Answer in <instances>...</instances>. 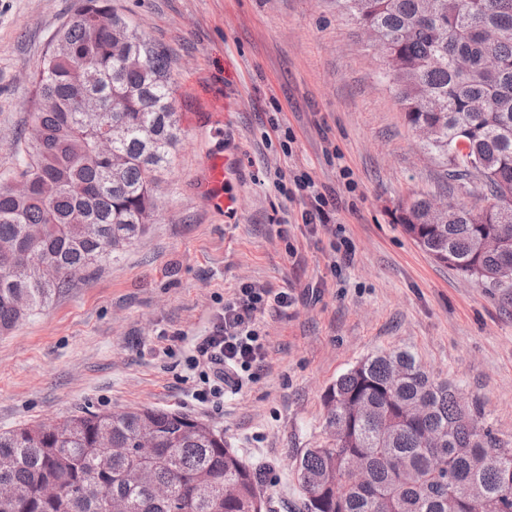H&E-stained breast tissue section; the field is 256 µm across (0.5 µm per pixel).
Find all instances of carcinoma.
<instances>
[{
    "mask_svg": "<svg viewBox=\"0 0 512 512\" xmlns=\"http://www.w3.org/2000/svg\"><path fill=\"white\" fill-rule=\"evenodd\" d=\"M384 49L382 78L424 149L458 186L479 180L473 201L433 216L428 195L410 203L407 235L436 261L484 288L501 287L512 253V0H338ZM164 50L130 28L112 0H79L32 80V113L16 176L0 180V334L41 311L84 269L142 234L156 208L157 173L180 129ZM99 105L96 126L84 108ZM112 137V152L97 151ZM331 437L305 449L294 474L304 512H512V446L482 423L456 388L409 350L379 352L348 369L324 396ZM191 416L135 407L80 412L54 425L0 432V512H263L259 473ZM153 428L157 455L136 442ZM151 471L164 499L140 482ZM53 484L57 492L43 495Z\"/></svg>",
    "mask_w": 512,
    "mask_h": 512,
    "instance_id": "1",
    "label": "carcinoma"
}]
</instances>
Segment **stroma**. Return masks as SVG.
Masks as SVG:
<instances>
[{
	"instance_id": "35a3bbf8",
	"label": "stroma",
	"mask_w": 512,
	"mask_h": 512,
	"mask_svg": "<svg viewBox=\"0 0 512 512\" xmlns=\"http://www.w3.org/2000/svg\"><path fill=\"white\" fill-rule=\"evenodd\" d=\"M171 60L181 141L145 232L0 335V431L76 411L149 406L206 420L261 475L268 512H301L293 475L324 437V394L406 348L512 443V288H479L399 222L449 194L381 81V59L336 0H112ZM75 0H0V177L19 167L32 77ZM239 156L237 216L203 189L214 153ZM305 175L315 191L298 187ZM330 195L317 207L314 192ZM319 212L318 228L304 221ZM351 265L334 271L336 246ZM287 292L256 313L266 359L223 403L191 398L194 340L238 289Z\"/></svg>"
}]
</instances>
